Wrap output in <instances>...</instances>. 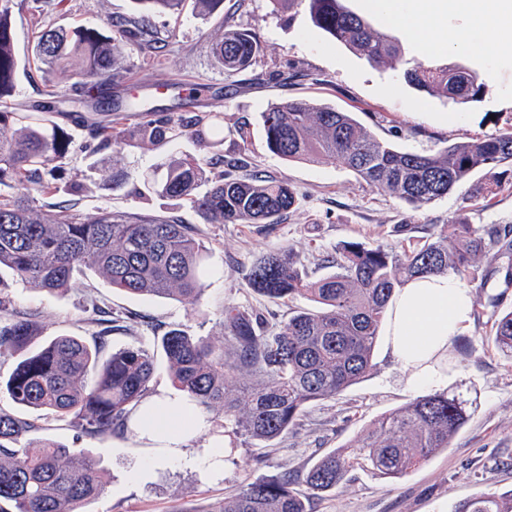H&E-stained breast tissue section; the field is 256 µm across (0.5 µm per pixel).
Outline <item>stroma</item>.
I'll return each instance as SVG.
<instances>
[{"instance_id":"obj_1","label":"stroma","mask_w":512,"mask_h":512,"mask_svg":"<svg viewBox=\"0 0 512 512\" xmlns=\"http://www.w3.org/2000/svg\"><path fill=\"white\" fill-rule=\"evenodd\" d=\"M131 10V0H46L41 14L57 26L102 27ZM152 22L168 34L167 45L154 52L126 48L112 92L130 100L148 84L163 85L164 90L148 99L146 111L126 113V125L148 120L153 110L222 108L225 164L243 160L252 169L291 183L300 204L271 229L262 224H205L187 203L159 197L149 187L160 179L171 157L193 152L192 143L179 140L94 156L71 155L65 163L67 178L87 186L77 212L109 209L118 215L174 216L194 225L209 250L208 288L196 305L146 300L112 289L90 271L67 292L56 294L13 281L1 270L0 280L10 285L12 311L34 314L41 326L40 342L59 335L91 340L98 308L138 316L130 329L113 332L114 350L140 343L159 346L164 332L175 325L193 336L218 339L225 304L272 323L287 320L293 310L309 308L303 298L271 302L249 286L248 270L267 250H292L312 269L341 242L399 250L461 216L477 226L512 227V171L494 176L477 170L461 188L415 208L371 189L332 161H288L274 155L261 122L262 112L272 104L306 99L353 113L376 137L408 151L431 153L468 138H483L512 127V42L489 60L476 51L451 55V62L479 74L483 91L478 101L463 106V122L447 125L439 117L451 112L450 104L409 86L402 67L372 66L314 28L305 7L276 10L270 0H224L220 15L188 9L178 16L153 15ZM230 26L256 33L261 44L252 65L231 75L211 52ZM188 84L206 85L207 96L188 103L174 94V87ZM117 170L129 178L122 191L113 190L110 182ZM487 185L492 193H484ZM464 286L472 297L471 322L449 343L456 366L440 387L464 386L475 404L450 447L397 480L351 470L336 489L314 500L313 512H454L460 503L487 490H512V360L492 343V319L485 304L486 294L500 287L493 279L483 287L469 280ZM373 362V370L359 383L309 405L299 424L272 442L233 435L218 411L206 413V427L187 440L179 459L149 458L147 449L134 447L129 435L78 439L64 422L47 416L36 417L37 428L27 440L35 445L51 438L81 448L98 461L106 488L86 504L85 512H206L212 502L234 496L246 483L285 471L302 475L325 452L359 439L382 415L426 393V386L405 383L383 346H376ZM213 435L224 438L217 476L208 473L202 460Z\"/></svg>"}]
</instances>
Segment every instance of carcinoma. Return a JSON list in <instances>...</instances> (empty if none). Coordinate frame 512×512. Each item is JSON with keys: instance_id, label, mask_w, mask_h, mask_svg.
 Segmentation results:
<instances>
[{"instance_id": "carcinoma-1", "label": "carcinoma", "mask_w": 512, "mask_h": 512, "mask_svg": "<svg viewBox=\"0 0 512 512\" xmlns=\"http://www.w3.org/2000/svg\"><path fill=\"white\" fill-rule=\"evenodd\" d=\"M185 0H133L135 14L103 33L83 25L57 28L46 22L30 47L49 99L65 98L81 87L112 83L128 44L159 40L150 15L174 13ZM275 7L303 5L312 24L359 53L373 66L402 59L398 41L377 35L346 6V0H271ZM10 0H0V99L11 95L18 74ZM261 51L256 34L229 29L212 54L225 72L246 68ZM415 89L456 105L475 102L479 75L446 60L403 70ZM46 102L0 110V269L50 292H65L85 270L98 272L128 294L198 303L206 290L208 250L193 227L174 217L128 219L102 209L93 215L71 212L59 193L81 195L78 180L60 183L62 161L75 152L97 154L110 147L159 144L185 139L197 155L171 160L154 192L184 201L206 224H264L272 227L297 206L287 183L260 172L219 171L201 192L204 166L224 157V113H162L127 127L120 119L96 123L89 140L77 144L55 120ZM269 150L287 160L329 158L365 184L414 207L428 205L464 183L477 169L512 163V129L466 139L432 153L404 151L379 139L352 113L296 99L262 113ZM453 232L436 230L397 251L345 242L322 261L329 272L312 278L289 249L270 250L251 266L250 286L273 302L306 297L312 309L294 312L269 329L263 318L224 306L222 340L188 335L173 328L161 347L178 391L201 411L219 406L232 431L258 441L280 439L292 430L306 406L333 398L373 369L374 349L394 292L424 275L475 277L477 263L512 256V230L477 227L465 219ZM495 277L502 291L487 296L492 309V341L512 360V309L501 304L512 287V266L491 265L482 278ZM136 317L97 310L98 343L57 336L30 349L38 324L15 313L0 322V358L19 357L5 384L18 407L52 414L79 436H118L151 394L154 352L130 345L100 357L118 322ZM247 375L257 376L253 383ZM472 402L456 391H430L378 419L360 439L323 456L308 470L309 495L294 491L286 471L247 483L233 497L215 501L209 512H312L310 499L336 488L359 467L386 480L398 479L436 451L449 446ZM34 424L0 410V512H83L105 491L98 462L52 439L22 445ZM455 512H512V490H488Z\"/></svg>"}]
</instances>
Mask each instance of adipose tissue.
<instances>
[{
	"instance_id": "1",
	"label": "adipose tissue",
	"mask_w": 512,
	"mask_h": 512,
	"mask_svg": "<svg viewBox=\"0 0 512 512\" xmlns=\"http://www.w3.org/2000/svg\"><path fill=\"white\" fill-rule=\"evenodd\" d=\"M370 11L382 15L427 54L457 53L471 47L475 33L493 27L496 38L483 41L485 54H494L496 39L512 38V0H366ZM465 19L453 30L449 16ZM470 292L454 276L432 275L407 282L393 294L384 328L386 349L407 382L420 385L443 381L438 360L448 343L470 320ZM204 426L201 413L182 393H165L148 401L133 427L142 448L169 457L179 456L188 435Z\"/></svg>"
}]
</instances>
